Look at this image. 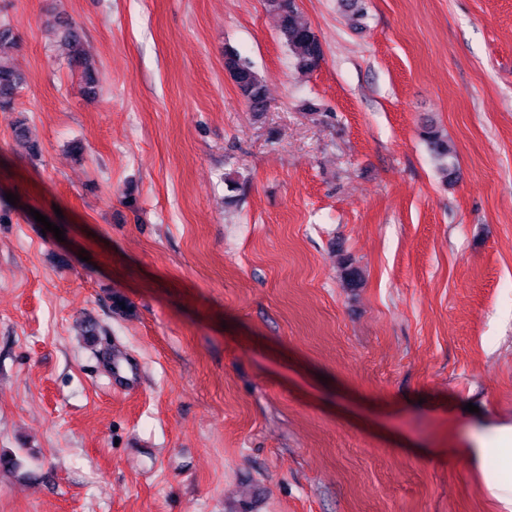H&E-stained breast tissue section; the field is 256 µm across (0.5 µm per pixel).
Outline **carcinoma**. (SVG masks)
<instances>
[{
  "label": "carcinoma",
  "mask_w": 512,
  "mask_h": 512,
  "mask_svg": "<svg viewBox=\"0 0 512 512\" xmlns=\"http://www.w3.org/2000/svg\"><path fill=\"white\" fill-rule=\"evenodd\" d=\"M267 5L277 19L278 31L292 55L295 68L307 73L316 70L323 60V50L311 26L301 20L295 0H267ZM344 10L351 25L356 26L364 17L362 0H344ZM71 62L80 70L81 89L87 95L96 94L99 70L87 53L80 34L67 18L58 21ZM17 40L9 28L0 29V112H9L17 93L24 84V77L13 64ZM224 69L229 74L241 96L252 112L266 111V84L253 66L242 59L235 49H224ZM422 135L435 157L450 161L455 148L441 130L432 122L423 127Z\"/></svg>",
  "instance_id": "obj_1"
}]
</instances>
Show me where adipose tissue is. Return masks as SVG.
Instances as JSON below:
<instances>
[{
  "label": "adipose tissue",
  "mask_w": 512,
  "mask_h": 512,
  "mask_svg": "<svg viewBox=\"0 0 512 512\" xmlns=\"http://www.w3.org/2000/svg\"><path fill=\"white\" fill-rule=\"evenodd\" d=\"M457 454L480 462L486 491L500 512H512V425L482 421L472 447L458 449Z\"/></svg>",
  "instance_id": "obj_1"
}]
</instances>
